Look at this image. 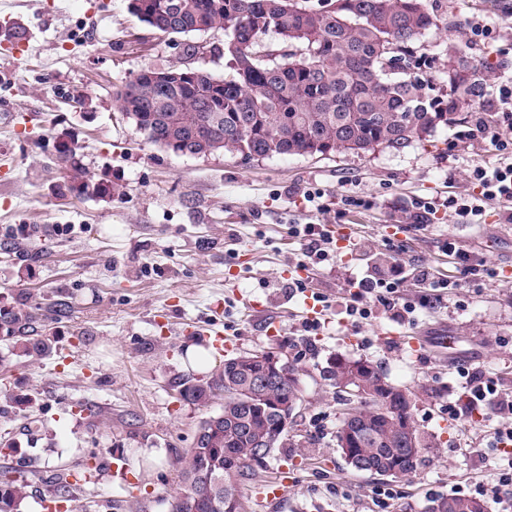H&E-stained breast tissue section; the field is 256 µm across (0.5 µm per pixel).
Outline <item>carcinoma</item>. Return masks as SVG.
<instances>
[{
    "label": "carcinoma",
    "mask_w": 512,
    "mask_h": 512,
    "mask_svg": "<svg viewBox=\"0 0 512 512\" xmlns=\"http://www.w3.org/2000/svg\"><path fill=\"white\" fill-rule=\"evenodd\" d=\"M138 18L163 34L202 31L200 25L224 31V55L229 72L217 76L195 67L196 84L173 79L165 88L131 82L116 91L125 112L139 119L138 131L154 145L187 150L194 155L228 152L244 160L273 156L310 155L316 147L331 152H366L384 146L403 149L423 140L439 126L456 120L467 97L480 81L465 61L448 69L447 97L428 95L429 83L406 72L414 54L407 51L437 18L425 0H346L349 7L327 14L307 6V0H141ZM273 34L276 45L258 51L262 38ZM31 316L0 308V328L25 352L48 355L50 339L25 336ZM254 370L241 367L224 375H207L185 387L183 399L200 406L209 391L224 392V429L210 447L182 453L185 493L196 491L192 476L224 465V453L238 458L224 473L232 494L249 475L251 457H266L271 448L252 447V437L269 431V420L254 403L241 402ZM357 455L376 474L400 478L416 472L425 444L417 433L416 447L400 444L395 429L374 423L367 398L358 397ZM72 473L54 470L43 480L58 502L73 501ZM30 483L10 470L0 471V512H21ZM454 512H470L475 499L441 496Z\"/></svg>",
    "instance_id": "cac0c4a2"
}]
</instances>
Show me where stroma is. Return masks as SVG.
<instances>
[{"label": "stroma", "mask_w": 512, "mask_h": 512, "mask_svg": "<svg viewBox=\"0 0 512 512\" xmlns=\"http://www.w3.org/2000/svg\"><path fill=\"white\" fill-rule=\"evenodd\" d=\"M441 20L414 42L431 61L436 88L448 87L467 18L497 28L494 42L464 54L480 76H512V0H427ZM26 50L12 53L16 33ZM210 46L199 66L228 71L220 30L163 35L128 9V0H0V307L32 312L28 336L54 340L37 357L0 338V468L24 476L67 468L86 475L79 512H172L183 489L181 455L198 426L220 412L179 399L184 383L220 371L241 352L282 349L299 371L302 405L283 447L254 463L241 481V512H385L375 491L392 488L394 512H425L429 501L492 483L498 457L488 440L493 411L453 419L458 371L478 367L512 393V223L490 204L480 224L440 211L410 220L418 204L476 193L471 166L496 163L484 140L465 136L479 102L428 140L357 154L176 155L149 143L121 111L115 91L144 69L179 65L184 43ZM76 148L86 178L109 184L99 196L69 191L57 144ZM320 191L319 203L304 194ZM344 195L372 200L343 209ZM294 224L345 227L364 250H335L307 264ZM481 261L478 275L449 256L447 243ZM405 269L403 298L421 294L420 268L452 282L440 304L398 322L375 308L352 324L347 280ZM307 290L292 291L295 280ZM326 296L325 326L303 332L307 293ZM261 306L275 328L249 318ZM222 335L225 346L210 338ZM421 338L412 354L403 337ZM447 337L446 348L435 344ZM209 350L196 368L186 347ZM339 357L380 365L413 398L412 417L428 447L417 471L385 478L354 469L337 446L347 409L327 377ZM290 481L283 499L259 494Z\"/></svg>", "instance_id": "1"}]
</instances>
